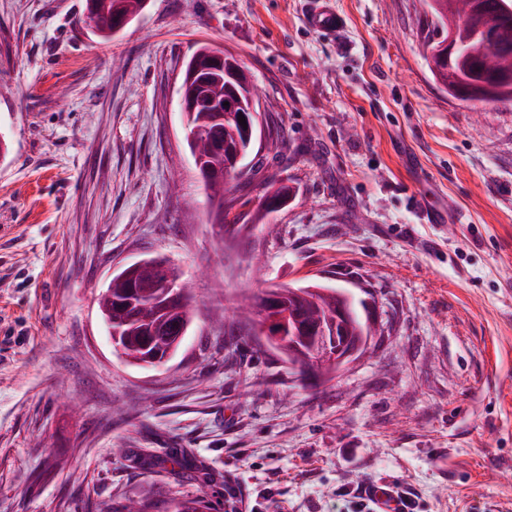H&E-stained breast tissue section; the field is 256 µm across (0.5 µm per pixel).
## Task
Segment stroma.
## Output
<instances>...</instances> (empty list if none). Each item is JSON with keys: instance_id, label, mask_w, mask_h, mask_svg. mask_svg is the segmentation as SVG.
Here are the masks:
<instances>
[{"instance_id": "1", "label": "stroma", "mask_w": 512, "mask_h": 512, "mask_svg": "<svg viewBox=\"0 0 512 512\" xmlns=\"http://www.w3.org/2000/svg\"><path fill=\"white\" fill-rule=\"evenodd\" d=\"M147 0L108 41L87 0H0V512H349L392 480L423 512H512V102L433 81L423 0ZM209 42L264 92L225 221L186 146L177 87ZM287 184L279 211L267 193ZM177 264L199 317L161 368L120 359L97 299L143 258ZM351 292L390 332L301 386L238 296ZM174 454L204 466L188 481ZM162 465L140 466V458ZM306 15V23L313 29L332 37L336 36L343 25L342 16L336 11L333 0H311Z\"/></svg>"}]
</instances>
